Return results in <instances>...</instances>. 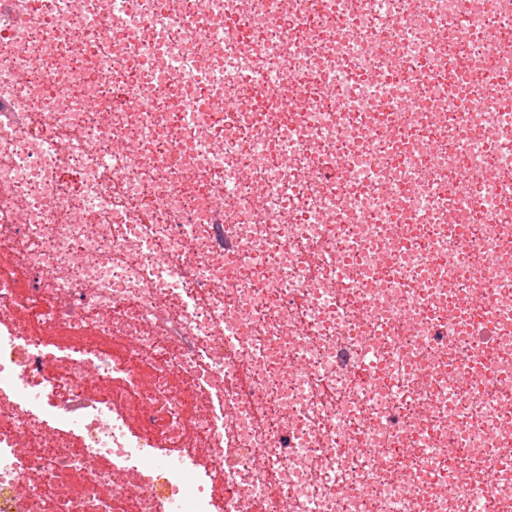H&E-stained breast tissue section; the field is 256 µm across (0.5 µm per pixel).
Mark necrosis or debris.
Here are the masks:
<instances>
[{
	"label": "necrosis or debris",
	"mask_w": 512,
	"mask_h": 512,
	"mask_svg": "<svg viewBox=\"0 0 512 512\" xmlns=\"http://www.w3.org/2000/svg\"><path fill=\"white\" fill-rule=\"evenodd\" d=\"M1 110L0 512H512V0H0Z\"/></svg>",
	"instance_id": "1"
}]
</instances>
